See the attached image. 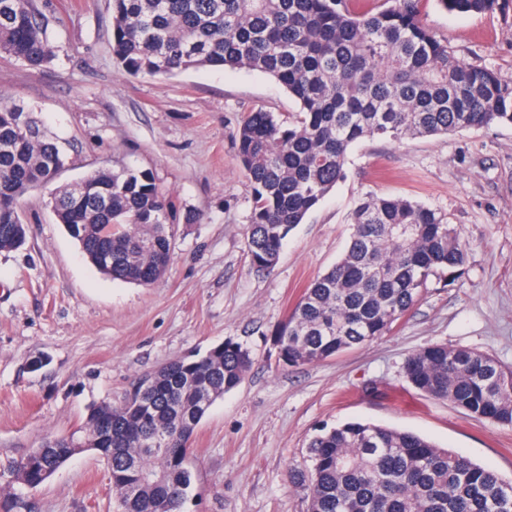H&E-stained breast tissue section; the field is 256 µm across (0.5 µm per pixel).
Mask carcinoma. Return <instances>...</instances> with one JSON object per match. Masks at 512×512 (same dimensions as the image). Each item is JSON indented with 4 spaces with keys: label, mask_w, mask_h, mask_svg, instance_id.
Instances as JSON below:
<instances>
[{
    "label": "carcinoma",
    "mask_w": 512,
    "mask_h": 512,
    "mask_svg": "<svg viewBox=\"0 0 512 512\" xmlns=\"http://www.w3.org/2000/svg\"><path fill=\"white\" fill-rule=\"evenodd\" d=\"M376 12L351 0H112V55L132 77L204 67L272 76L299 104L284 120L248 113L236 133L251 186L246 227L252 267L271 271L284 240L347 177L364 138L401 141L512 126V80L459 59L423 22L424 0H386ZM458 14L500 0H437ZM0 54L32 69L52 58L35 0H0ZM65 163L25 109L0 100V251L25 242L17 204ZM53 195V210L90 262L114 280L149 286L172 253L171 200L153 175L102 169ZM343 257L314 279L273 333L286 366L327 360L386 335L433 277L463 270L466 245L437 212L366 194L350 213ZM252 365L231 339L139 378L120 405L93 406L80 430L21 459L35 489L84 451L107 463L118 512H183L193 486L190 440L214 402ZM410 385L467 414L512 425V369L462 347L430 345L404 365ZM172 440L167 451L154 447ZM309 465L289 472L308 512H512V481L416 434L371 423L323 425Z\"/></svg>",
    "instance_id": "cac0c4a2"
}]
</instances>
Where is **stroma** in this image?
<instances>
[{
    "instance_id": "stroma-1",
    "label": "stroma",
    "mask_w": 512,
    "mask_h": 512,
    "mask_svg": "<svg viewBox=\"0 0 512 512\" xmlns=\"http://www.w3.org/2000/svg\"><path fill=\"white\" fill-rule=\"evenodd\" d=\"M50 63L0 56V99L24 106L64 151L55 185L99 168L152 172L175 206L174 250L152 286L98 272L59 224L50 188L19 204L22 246L0 251V491L11 512H116L105 461L80 453L33 490L13 466L49 437L67 436L90 407L121 404L133 382L231 338L253 365L192 439L186 512H307L288 469L308 464L316 428L348 421L419 434L512 478V426L420 395L404 363L432 344L465 347L512 367V126L453 135L366 139L348 178L288 235L272 272L251 267V190L235 145L248 112L298 111L268 74L201 68L130 77L111 46L110 0H37ZM425 24L465 62L512 79V0L457 15L426 0ZM439 212L467 248L462 274L434 281L393 330L319 363L279 364L272 333L303 289L344 255L349 213L365 193Z\"/></svg>"
}]
</instances>
